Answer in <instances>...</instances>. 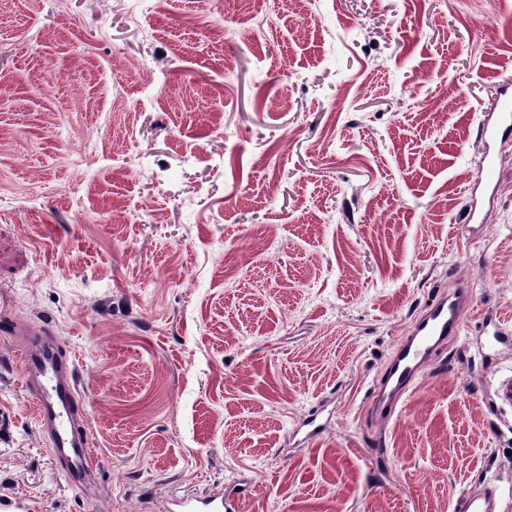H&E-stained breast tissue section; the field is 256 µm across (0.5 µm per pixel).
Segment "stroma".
<instances>
[{
	"instance_id": "stroma-1",
	"label": "stroma",
	"mask_w": 512,
	"mask_h": 512,
	"mask_svg": "<svg viewBox=\"0 0 512 512\" xmlns=\"http://www.w3.org/2000/svg\"><path fill=\"white\" fill-rule=\"evenodd\" d=\"M0 0V512H512V0ZM497 155L494 201L477 178ZM460 336L388 419L370 386L437 291ZM53 329L96 469L21 374ZM323 427L292 431L317 404ZM492 112L495 113V125L489 128L483 126V135H492L499 139L500 143L505 142L512 134V96L501 95L492 103ZM239 498L215 490L201 498L175 497L169 500L168 512H238ZM458 512H495L494 491L483 496H465L456 503Z\"/></svg>"
}]
</instances>
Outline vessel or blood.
<instances>
[{
  "instance_id": "vessel-or-blood-1",
  "label": "vessel or blood",
  "mask_w": 512,
  "mask_h": 512,
  "mask_svg": "<svg viewBox=\"0 0 512 512\" xmlns=\"http://www.w3.org/2000/svg\"><path fill=\"white\" fill-rule=\"evenodd\" d=\"M495 124L488 133L499 141L512 137V96L501 95L493 105ZM469 289L442 292L426 306L402 338L377 379L372 410L392 416L401 400L414 388L423 367L449 337L458 336L461 312L471 302ZM23 377L35 395L38 423L49 440L50 451L72 482L92 471V454L86 429V413L78 397L75 365L63 355L49 329L39 331L22 353ZM236 496L216 490L201 498L175 497L167 512H239ZM456 512H495L493 494L459 499Z\"/></svg>"
}]
</instances>
